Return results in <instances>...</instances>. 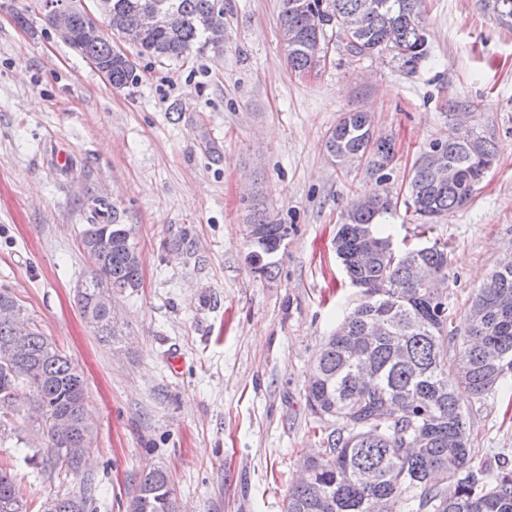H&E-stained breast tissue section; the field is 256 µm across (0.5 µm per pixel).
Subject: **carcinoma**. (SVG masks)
Listing matches in <instances>:
<instances>
[{
  "label": "carcinoma",
  "instance_id": "1",
  "mask_svg": "<svg viewBox=\"0 0 512 512\" xmlns=\"http://www.w3.org/2000/svg\"><path fill=\"white\" fill-rule=\"evenodd\" d=\"M150 0H112V8L136 18ZM181 14L176 29L142 31L139 54L159 61L185 59L195 47L224 40L221 0H172ZM499 24L512 27V0H480ZM419 0H282L281 38L288 67L309 72L325 61L334 29L352 57L392 51L409 73L428 58ZM103 36L83 45L81 55L112 62V86L136 83L132 61L111 56ZM329 154L342 161L369 156L376 187L353 200L339 225L334 248L351 285L363 298L323 343L306 381L309 409L338 418L342 428L323 438L325 453L304 460L307 480L288 489L285 512H375L392 500L398 512H512V471L494 473L475 464L467 413L512 374V261L497 264L472 300L463 327H452L448 298L431 287L448 268V252L437 245H394L383 219L394 213L385 170L395 148L373 137L365 112H347L329 135ZM442 151L452 176L428 168L427 152L414 164L408 191L415 219L432 225L466 207L497 157L493 139L472 129L428 149ZM118 210L100 199L80 232L83 251L95 267L87 287L75 294L94 331L116 336L111 303L98 285L114 293L141 288L139 251L116 233ZM253 225L262 242L250 243L247 259L268 279L284 253L281 224L259 213ZM162 250L200 263L194 237L185 229ZM453 355H448V345ZM30 386L43 412L46 453L78 469L92 441L82 374L0 291V414L13 412V389ZM0 512H25L14 478L0 465ZM56 512H87L84 496L59 499ZM130 512H179L166 474L144 475Z\"/></svg>",
  "mask_w": 512,
  "mask_h": 512
}]
</instances>
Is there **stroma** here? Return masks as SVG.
<instances>
[{
	"instance_id": "1",
	"label": "stroma",
	"mask_w": 512,
	"mask_h": 512,
	"mask_svg": "<svg viewBox=\"0 0 512 512\" xmlns=\"http://www.w3.org/2000/svg\"><path fill=\"white\" fill-rule=\"evenodd\" d=\"M223 5L222 47L160 62L126 46L138 80L120 89L57 36L38 0L0 7V290L83 374L94 427L79 471L33 464L41 421L18 384L0 462L27 512L73 495L88 512H128L154 469L179 512H284L300 463L322 450L309 367L360 299L333 238L376 177L327 152L344 113H368L376 134L394 138L387 187L402 199L429 142L463 119L492 134L498 156L473 202L428 234L448 250L456 322L512 253V28L478 0H422L429 55L415 73L338 43L326 66L299 75L285 64L281 0ZM95 198L136 226L143 275L138 291L113 298L110 342L75 304ZM258 208L292 227L271 281L246 261ZM184 228L204 265L164 258L162 242ZM469 425L478 462L512 459V376Z\"/></svg>"
}]
</instances>
